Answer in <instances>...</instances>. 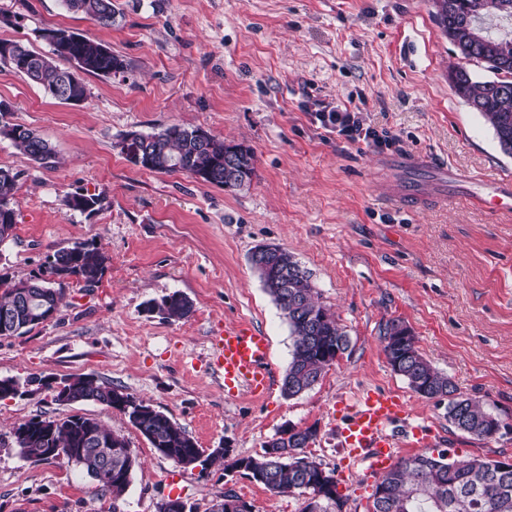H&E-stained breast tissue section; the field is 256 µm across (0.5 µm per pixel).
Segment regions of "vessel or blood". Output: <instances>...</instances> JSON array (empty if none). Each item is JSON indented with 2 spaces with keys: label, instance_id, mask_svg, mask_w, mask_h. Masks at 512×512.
Segmentation results:
<instances>
[{
  "label": "vessel or blood",
  "instance_id": "b4317fda",
  "mask_svg": "<svg viewBox=\"0 0 512 512\" xmlns=\"http://www.w3.org/2000/svg\"><path fill=\"white\" fill-rule=\"evenodd\" d=\"M490 191L481 197L483 206L512 212V184L489 181ZM212 369L224 381V395L234 398L247 391L264 394L271 382L269 340L255 325L238 323L225 327L214 339ZM407 412L398 398L381 390L365 392L354 404L345 406L336 425L341 447L351 464L366 465L382 474L391 468L399 441L391 424Z\"/></svg>",
  "mask_w": 512,
  "mask_h": 512
}]
</instances>
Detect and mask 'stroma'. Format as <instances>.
I'll return each instance as SVG.
<instances>
[{
	"mask_svg": "<svg viewBox=\"0 0 512 512\" xmlns=\"http://www.w3.org/2000/svg\"><path fill=\"white\" fill-rule=\"evenodd\" d=\"M103 26L61 0H0V40L51 50L41 33L67 28L125 62L88 75L85 101L55 100L0 62L10 123L54 149L45 164L0 139V167L16 173L18 217L0 244V267L37 272L56 250L87 242L108 269L91 289L72 283L53 319L0 337V378L62 381L90 375L152 404L204 449L261 454L284 425L317 426L310 456L333 470L345 512H369L377 474L349 466L337 410L378 388L405 401L406 420L431 430L425 454L512 457V216L478 209L475 174L512 180L491 125L453 90L459 62L429 0H114ZM359 106L366 123L395 137L378 151L324 129L316 111ZM199 127L249 146V187L227 190L182 172L128 162L119 142L170 125ZM452 174H445V167ZM96 194L98 210L67 209L65 195ZM275 244L306 268L349 347L300 396L282 394L293 337L250 262ZM194 308L179 321L146 312L173 292ZM398 319L459 391L502 423L478 440L451 425L445 404L420 398L394 373L380 331ZM270 340L272 382L261 396H224L206 368L216 334L234 323ZM84 415L127 438L141 466L120 503L64 460L34 461L13 429L36 416ZM196 512L233 489L257 512H302L295 493L272 494L245 478L225 481L160 456L116 410L67 403L51 389L0 401V512H156L167 476Z\"/></svg>",
	"mask_w": 512,
	"mask_h": 512,
	"instance_id": "obj_1",
	"label": "stroma"
}]
</instances>
